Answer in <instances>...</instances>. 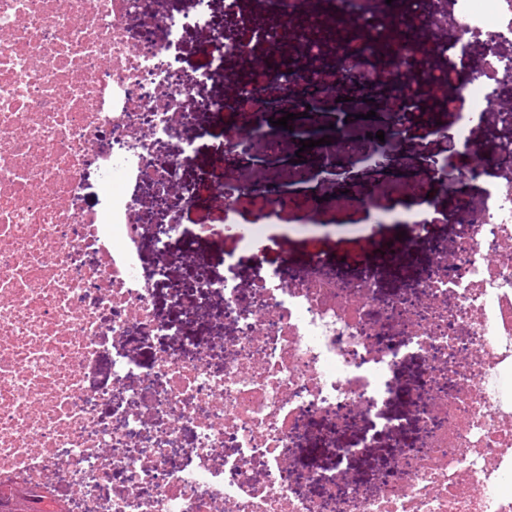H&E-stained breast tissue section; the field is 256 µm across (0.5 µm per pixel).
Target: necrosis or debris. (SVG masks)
<instances>
[{
    "mask_svg": "<svg viewBox=\"0 0 512 512\" xmlns=\"http://www.w3.org/2000/svg\"><path fill=\"white\" fill-rule=\"evenodd\" d=\"M208 0L175 16L161 0H0V493L26 489L52 512H512V183L490 172L512 159V136L473 161L448 192L459 230L452 252L431 256L413 296L392 295L406 257L431 221L407 212L406 238L373 255L332 252L311 235L304 273L268 268L265 226L238 231V262L265 268L248 304L233 279L200 277L196 293L213 301L208 320L231 327L220 346L189 336L190 311L160 316L154 286L165 262L143 265L144 241L165 254L182 237L193 259L198 232L166 205L205 207L224 196L276 216L286 187L274 180L217 179L216 170L335 171L358 151L395 203L421 188L437 195V171L406 160L379 168V153L439 136L419 116L413 94L384 97L340 71L263 91L239 83L231 98L198 94L185 82L228 75L277 40L298 0H224L211 25ZM354 18L353 45L372 25L395 18L391 0H331ZM472 30L512 38L507 0H452ZM206 30L194 57L187 28ZM438 67L422 69L436 88L470 68L471 49L440 41ZM488 76L464 85L471 111L457 115L468 141L476 113L493 101ZM294 98L290 128L278 127ZM367 100L374 117L348 118V98ZM330 100L336 125L325 142L301 149L319 127L315 105ZM108 159L96 154L101 133ZM214 163L185 174L187 153ZM120 179L100 207L84 203L90 170ZM485 184L472 197L477 179ZM352 276L329 275L332 267ZM193 346L181 356L172 342ZM151 355L142 365L135 348ZM222 368L209 363L212 350ZM414 356L427 366L425 394L408 393L418 429L390 477L351 479L350 464L371 442L340 443L334 466L300 471L292 450L311 421L344 431L367 418L397 436L383 407L393 375ZM108 376L93 383L101 358ZM191 447H183V434Z\"/></svg>",
    "mask_w": 512,
    "mask_h": 512,
    "instance_id": "4bbe7bcc",
    "label": "necrosis or debris"
}]
</instances>
